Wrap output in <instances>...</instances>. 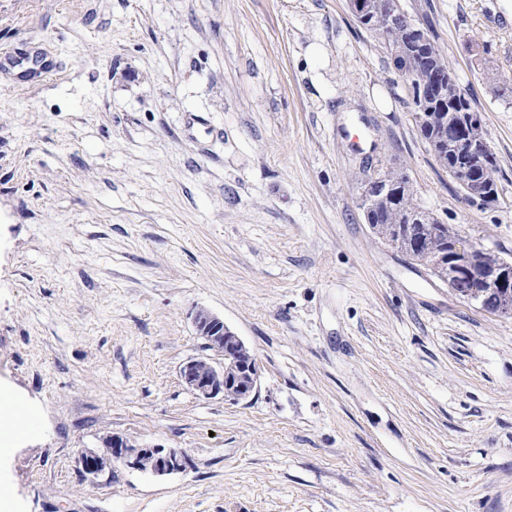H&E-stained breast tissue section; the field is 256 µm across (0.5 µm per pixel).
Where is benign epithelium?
I'll return each mask as SVG.
<instances>
[{"label": "benign epithelium", "mask_w": 512, "mask_h": 512, "mask_svg": "<svg viewBox=\"0 0 512 512\" xmlns=\"http://www.w3.org/2000/svg\"><path fill=\"white\" fill-rule=\"evenodd\" d=\"M457 128L464 130L458 140L461 153L473 165H482L489 143L481 120L473 116L462 120ZM430 265L450 286L469 281L488 291L512 287V264L486 268L480 250L463 235L450 239L444 250L433 255ZM194 324L198 336L204 340V347L222 356V361L191 359L184 363L180 376L185 386L206 399L221 395L232 403L249 400L258 388V370L256 361L237 358L236 349L243 341L220 317L207 310L195 313ZM104 444L109 448L108 453H84L79 457L85 478L93 480L116 464L154 476L182 472L188 466L186 454L176 448L138 446L119 435L108 437Z\"/></svg>", "instance_id": "7a95c632"}]
</instances>
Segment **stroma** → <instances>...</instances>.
Wrapping results in <instances>:
<instances>
[{
	"label": "stroma",
	"mask_w": 512,
	"mask_h": 512,
	"mask_svg": "<svg viewBox=\"0 0 512 512\" xmlns=\"http://www.w3.org/2000/svg\"><path fill=\"white\" fill-rule=\"evenodd\" d=\"M482 116L498 200H464L348 0H0V384L35 432L12 512H512V315L373 233L360 180L512 255V0H400ZM219 316L255 397L195 395ZM121 435L155 477L77 465ZM104 444L109 448L107 454L83 453L79 457L85 478L93 480L116 464L154 476L182 472L189 464L186 454L176 448L138 446L119 435L109 436Z\"/></svg>",
	"instance_id": "stroma-1"
}]
</instances>
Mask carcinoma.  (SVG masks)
Masks as SVG:
<instances>
[{
	"mask_svg": "<svg viewBox=\"0 0 512 512\" xmlns=\"http://www.w3.org/2000/svg\"><path fill=\"white\" fill-rule=\"evenodd\" d=\"M365 29L385 34V43L393 67L405 78L413 105V118L420 136L430 147H436L434 158L448 174L463 181L460 154L455 141L448 139V127L457 121V114L473 111L468 95L459 87L448 70L445 58L430 28H425L424 41L414 39L405 24L389 25V16L374 12L360 21ZM497 159L470 169L472 177L484 187L487 198L483 205L497 201ZM417 213L424 223L417 233L401 238L398 249L422 266H428L431 256L440 251L446 240L459 234L452 224H441L439 219L423 211L414 200V192H401L390 187L385 193H376L371 199L367 221L376 235L387 238L405 225L410 214Z\"/></svg>",
	"mask_w": 512,
	"mask_h": 512,
	"instance_id": "1",
	"label": "carcinoma"
}]
</instances>
